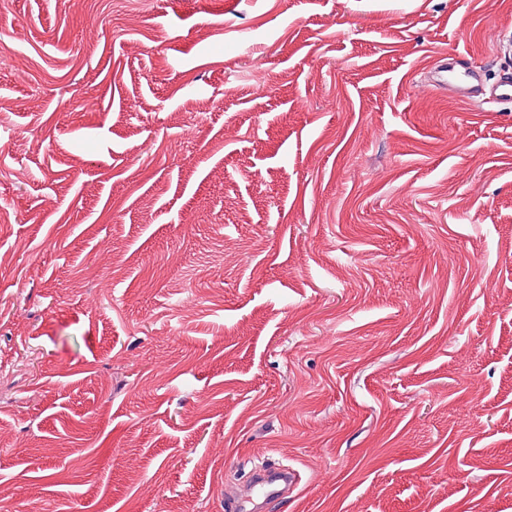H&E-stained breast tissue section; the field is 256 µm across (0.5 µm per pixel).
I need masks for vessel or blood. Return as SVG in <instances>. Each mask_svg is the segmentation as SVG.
Returning a JSON list of instances; mask_svg holds the SVG:
<instances>
[{"label":"vessel or blood","mask_w":512,"mask_h":512,"mask_svg":"<svg viewBox=\"0 0 512 512\" xmlns=\"http://www.w3.org/2000/svg\"><path fill=\"white\" fill-rule=\"evenodd\" d=\"M423 87L445 92L454 100L478 104L512 105V69L503 68L494 81L483 80L464 64L441 66L435 75L422 79ZM301 481L298 469L276 462L250 471L243 487L224 499V512H268L269 507L286 499Z\"/></svg>","instance_id":"1"}]
</instances>
